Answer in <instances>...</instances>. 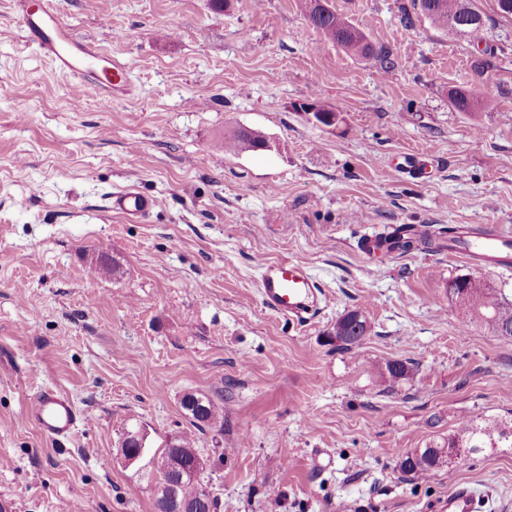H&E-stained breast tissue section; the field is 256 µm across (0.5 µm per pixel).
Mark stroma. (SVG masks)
I'll return each mask as SVG.
<instances>
[{"mask_svg":"<svg viewBox=\"0 0 512 512\" xmlns=\"http://www.w3.org/2000/svg\"><path fill=\"white\" fill-rule=\"evenodd\" d=\"M0 0V503L5 512H149V451L193 434L217 512H433L456 487L512 512V450L485 448L416 479L398 463L464 418L512 419V339L466 322L448 283L512 299L503 267L429 247L367 253L391 225L512 234V17L472 0L479 42L453 39L411 0H330L391 70L327 42L305 0H50L74 33L128 69L105 108L55 71ZM490 100L457 111L451 89ZM316 101L342 120H308ZM267 149L228 154L225 133ZM135 182L143 220L108 210ZM119 260L97 277L98 252ZM293 260L327 302L301 323L264 307L263 265ZM362 310L351 349L330 334ZM413 362L389 391L387 361ZM88 419L53 442L24 418L42 388ZM224 394V431L194 429L188 393ZM266 145V138L259 131L246 127H237L224 135L225 152L254 151Z\"/></svg>","mask_w":512,"mask_h":512,"instance_id":"stroma-1","label":"stroma"}]
</instances>
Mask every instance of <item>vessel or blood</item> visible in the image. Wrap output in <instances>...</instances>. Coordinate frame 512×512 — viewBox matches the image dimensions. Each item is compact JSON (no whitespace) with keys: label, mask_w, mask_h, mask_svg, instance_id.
<instances>
[{"label":"vessel or blood","mask_w":512,"mask_h":512,"mask_svg":"<svg viewBox=\"0 0 512 512\" xmlns=\"http://www.w3.org/2000/svg\"><path fill=\"white\" fill-rule=\"evenodd\" d=\"M22 22L28 40L39 52L50 57L59 71L83 78L87 90L104 105H111L115 94L127 91L125 64L98 44L76 37L53 8L29 12ZM109 206L111 211L136 220L152 211L155 200L131 183L111 193ZM478 248L488 262L502 261L512 255V237L485 233ZM258 288L267 309L300 322L313 319L326 298L309 270L294 261L267 264ZM84 418V413L58 388L41 391L27 411L28 421L44 436L56 441L71 439ZM482 507L480 496L466 488L455 489L439 504L440 512H481Z\"/></svg>","instance_id":"b4317fda"}]
</instances>
